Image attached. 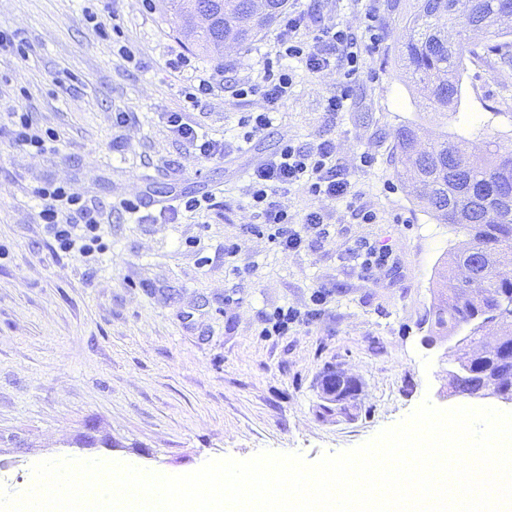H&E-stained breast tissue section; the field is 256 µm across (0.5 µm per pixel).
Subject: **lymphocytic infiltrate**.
Here are the masks:
<instances>
[{"mask_svg":"<svg viewBox=\"0 0 512 512\" xmlns=\"http://www.w3.org/2000/svg\"><path fill=\"white\" fill-rule=\"evenodd\" d=\"M351 2L361 6L364 14L362 31L355 36L336 25L311 29L305 15L284 12L278 24V56L298 61L313 73L328 68L336 57L344 68L345 79L355 78L362 66L363 53L378 46L380 30L376 6L363 4L362 0ZM292 87L291 71L270 68L264 69L259 81L239 84V97L257 94L266 104L264 111L245 116L243 124L250 135L269 128L273 112L287 101ZM249 179L250 205L261 225L270 230L271 240L284 249L301 247L312 237H326L330 221L318 208L300 216L289 213L274 201L276 191L302 184L314 197L342 202L349 208L354 206L352 183L341 173L336 146L328 139L308 147L289 140L281 142L275 153L253 167ZM38 194L44 201L40 219L61 250L83 255L99 247L101 213L91 199L73 188L53 184L39 188Z\"/></svg>","mask_w":512,"mask_h":512,"instance_id":"1","label":"lymphocytic infiltrate"}]
</instances>
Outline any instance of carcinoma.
Instances as JSON below:
<instances>
[{
	"label": "carcinoma",
	"instance_id": "cac0c4a2",
	"mask_svg": "<svg viewBox=\"0 0 512 512\" xmlns=\"http://www.w3.org/2000/svg\"><path fill=\"white\" fill-rule=\"evenodd\" d=\"M288 0H268L265 14L251 19L249 0H224V38L241 45L251 43L283 13ZM477 9L465 19L453 8L455 0H415L405 13L397 40L400 62L408 81L438 112H457L461 99V70L464 58L476 53L478 45L469 35L453 44L439 39L449 28L467 31L469 23L484 22L492 27L494 18L512 0H475ZM168 11L178 21V32L197 51L218 55L216 31L191 29L187 0H168ZM490 122L479 124L485 154L473 158L459 149L452 135L434 142H422L414 122L400 125L395 132L396 149L402 164L400 178L407 193L439 224L465 229L478 243L481 258L463 248L448 257L442 277L455 275L458 268L477 262L471 280L438 293L429 309L430 335L453 334L476 344L483 335L480 323L495 318L512 319V276L503 269L512 266V147L488 134ZM468 363L469 372L456 379L463 391L472 373L488 367L512 379V334L505 337L494 354L473 349L458 357Z\"/></svg>",
	"mask_w": 512,
	"mask_h": 512
}]
</instances>
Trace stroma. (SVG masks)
Returning a JSON list of instances; mask_svg holds the SVG:
<instances>
[{"mask_svg": "<svg viewBox=\"0 0 512 512\" xmlns=\"http://www.w3.org/2000/svg\"><path fill=\"white\" fill-rule=\"evenodd\" d=\"M411 0H376L381 41L364 73L295 69L294 87L269 129L243 143L242 116L262 110L235 95L274 62L276 27L218 59L174 32L163 0H0V30L28 45L0 53V484L23 492L46 459H130L179 475L211 459L245 460L261 451L307 461L355 448L436 401L448 361L425 348L423 323L437 270L462 247L463 229L439 224L412 200L397 175L394 132L420 119L478 143L474 122L496 108L492 131L512 142V51L466 58L463 98L441 120L405 81L395 34ZM289 9L358 33L350 0H288ZM95 22H88L87 13ZM185 53L215 78L201 105L185 107L182 76L164 60ZM346 93L345 111L325 112L326 96ZM131 112L115 128V112ZM53 129L40 154L10 137L13 113ZM182 113L200 136L227 141L207 159L176 140L162 113ZM121 149H113L114 137ZM336 143L354 210L315 199L297 185L278 191L290 213L321 208L329 236L296 250L258 232L248 205V170L282 139ZM371 155L372 166L360 163ZM68 184L103 213L102 251L58 249L38 212L35 189ZM224 206L160 217L161 203L205 191ZM151 197L145 216L121 199ZM238 242L236 255L225 240ZM388 246L387 267L365 276L349 249L360 240ZM282 309L299 320L288 333L267 327ZM341 369L359 392L348 410H327L323 375Z\"/></svg>", "mask_w": 512, "mask_h": 512, "instance_id": "35a3bbf8", "label": "stroma"}]
</instances>
